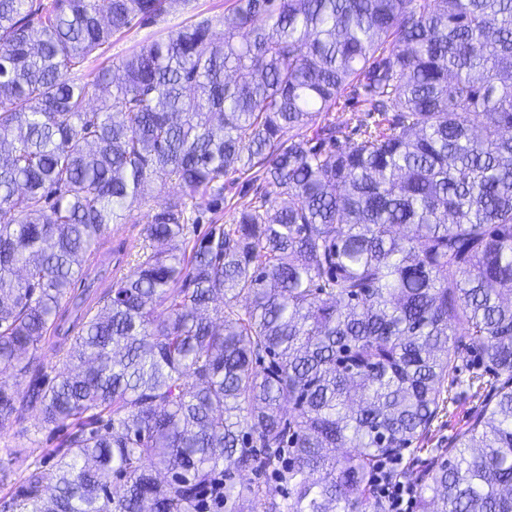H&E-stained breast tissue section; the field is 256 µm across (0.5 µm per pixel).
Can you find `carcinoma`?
Masks as SVG:
<instances>
[{"label": "carcinoma", "instance_id": "1", "mask_svg": "<svg viewBox=\"0 0 512 512\" xmlns=\"http://www.w3.org/2000/svg\"><path fill=\"white\" fill-rule=\"evenodd\" d=\"M177 0H0V373L67 430L12 512H384L378 462L421 439L458 354L507 379L416 512H512V0H236L89 81ZM349 88L377 116L340 143ZM279 188L188 238L224 183ZM150 250L36 364L146 183ZM245 304H239V300ZM165 307L167 316L157 315ZM293 413L282 412L284 404ZM16 392L0 383V421Z\"/></svg>", "mask_w": 512, "mask_h": 512}]
</instances>
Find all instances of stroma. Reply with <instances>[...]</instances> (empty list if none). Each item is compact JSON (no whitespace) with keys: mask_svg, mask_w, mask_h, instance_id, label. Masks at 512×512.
<instances>
[{"mask_svg":"<svg viewBox=\"0 0 512 512\" xmlns=\"http://www.w3.org/2000/svg\"><path fill=\"white\" fill-rule=\"evenodd\" d=\"M234 0H176L169 13L163 18L143 22L133 21L130 28L116 33L104 56L86 60L83 72L86 78L108 62H119L139 52L153 40L164 37L168 31L182 24L203 19L211 23L210 32L214 38H222L224 27L221 20L225 11L232 7ZM177 183L164 185L148 184L142 204L134 206V222L111 225L107 239L99 250L90 257L86 274L76 282L70 295L74 298L102 296L113 278L127 273L136 264L146 246L144 227L146 215L152 208L180 196ZM275 198L277 187L265 181L259 174L243 175L224 192L221 211L204 212L200 224L195 227L196 235H203L211 223L231 224L235 212L252 206L256 196ZM478 365L475 354L466 352L458 361L462 381L454 389L455 401L434 421L422 439L413 443L400 456V471L403 479L415 487H423L422 471L430 460L447 455L458 433L467 428L476 414L493 397L495 390L486 386L475 389L468 385L469 373ZM7 383L17 393L19 400L9 420L0 423V463L12 467L18 474H26L28 468L51 465L52 448L58 446L63 434L43 423L37 407L25 399L28 379L24 376L7 375Z\"/></svg>","mask_w":512,"mask_h":512,"instance_id":"1","label":"stroma"}]
</instances>
